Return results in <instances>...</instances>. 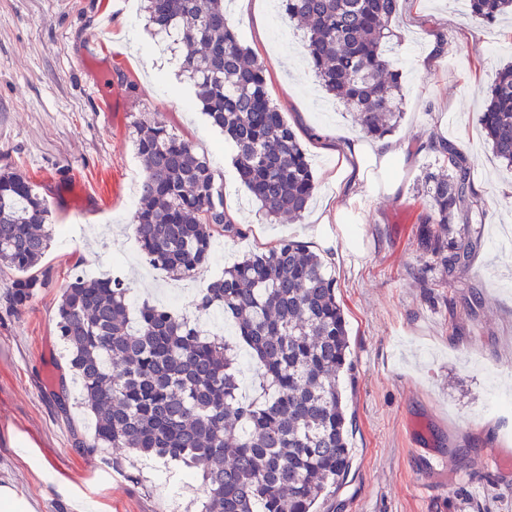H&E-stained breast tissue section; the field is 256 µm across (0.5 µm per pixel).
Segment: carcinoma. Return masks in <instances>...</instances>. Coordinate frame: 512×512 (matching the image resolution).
Segmentation results:
<instances>
[{
	"label": "carcinoma",
	"mask_w": 512,
	"mask_h": 512,
	"mask_svg": "<svg viewBox=\"0 0 512 512\" xmlns=\"http://www.w3.org/2000/svg\"><path fill=\"white\" fill-rule=\"evenodd\" d=\"M307 29V60L327 91L384 138L402 117L401 73L388 55L399 0H281ZM472 16L493 23L512 0H469ZM156 31L192 46L183 71L202 112L235 145L239 176L269 217L298 218L315 177L305 150L269 97L263 70L224 16V0H146ZM481 127L495 157L512 167V64L487 95ZM133 147L144 163L134 234L147 262L192 277L213 239L238 237L209 159L166 125L141 115ZM451 175H431L420 246L446 267L469 260L479 240L452 228L479 208L470 170L449 146L434 147ZM53 210L39 187L0 169V272L14 277L6 307L26 308L52 284L43 264ZM119 275L72 276L61 286L57 329L95 418L80 453L127 448L199 471L202 512H316L352 464L340 376L350 370L347 322L336 278L294 239L224 269L196 309L220 307L257 360L263 396H238L235 352L222 337L168 308L133 307Z\"/></svg>",
	"instance_id": "obj_1"
}]
</instances>
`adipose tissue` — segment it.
<instances>
[{"instance_id":"ef3b65f1","label":"adipose tissue","mask_w":512,"mask_h":512,"mask_svg":"<svg viewBox=\"0 0 512 512\" xmlns=\"http://www.w3.org/2000/svg\"><path fill=\"white\" fill-rule=\"evenodd\" d=\"M336 158L340 166L335 178L344 182L345 192L351 196L360 191L372 196L397 195L409 170L404 146L388 138L337 135Z\"/></svg>"}]
</instances>
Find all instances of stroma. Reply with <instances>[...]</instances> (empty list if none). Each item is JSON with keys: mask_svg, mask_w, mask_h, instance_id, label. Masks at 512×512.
Returning <instances> with one entry per match:
<instances>
[{"mask_svg": "<svg viewBox=\"0 0 512 512\" xmlns=\"http://www.w3.org/2000/svg\"><path fill=\"white\" fill-rule=\"evenodd\" d=\"M224 14L307 153L315 202L359 209L337 195L329 180L335 157L317 149L313 133L360 128L308 66L305 30L272 11L257 33L253 15L235 0H224ZM392 29L404 95L392 138L406 146L412 171L401 193L362 208L351 239L335 223L266 218L239 178L235 145L192 104L184 47L149 27L146 12L129 15L128 0H0V168L65 197L44 259L53 287L18 314L0 299V490L34 512H78L81 503L93 512H201L194 474L171 481L167 468L122 448L74 451L75 435H89L92 421L76 404L60 415L50 397L72 376L56 326L59 287L73 271L131 252L130 300L161 305L175 288L183 314L199 322L201 291L225 267L285 238L313 246L323 235L333 241L324 259L349 323L352 368L344 382L353 462L321 512H512V472L479 461L489 448L512 454V413L489 409L486 391L493 375L500 393L512 395V246L496 234L512 226V169L496 160L479 124L490 85L512 62V16L487 24L472 17L468 0H401ZM91 35L95 63L77 67ZM102 69L111 71L114 89L107 112L93 92ZM142 112L208 157L225 200L247 214L244 236L217 238L193 279L169 276L137 253L130 224L142 162L132 123ZM442 142L459 149L481 201L479 211L456 219L457 232L480 229L481 245L449 273L418 246L425 177L440 170L431 146ZM414 420L456 461L454 471L422 486L413 482L424 466L408 431ZM111 455L123 458V469L110 467Z\"/></svg>", "mask_w": 512, "mask_h": 512, "instance_id": "1", "label": "stroma"}]
</instances>
